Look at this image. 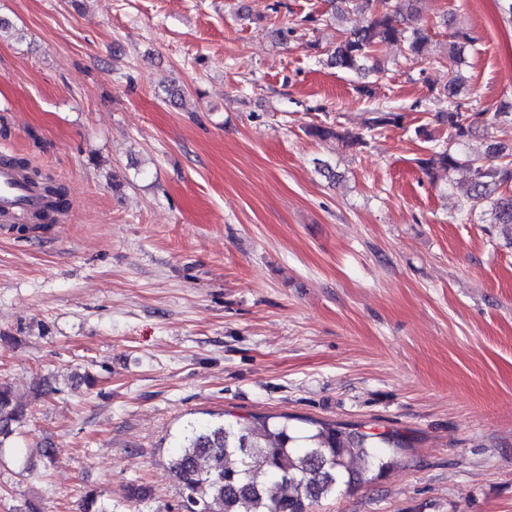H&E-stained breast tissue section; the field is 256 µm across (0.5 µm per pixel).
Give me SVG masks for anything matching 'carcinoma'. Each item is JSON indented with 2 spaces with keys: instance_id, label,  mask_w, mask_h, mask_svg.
<instances>
[{
  "instance_id": "1",
  "label": "carcinoma",
  "mask_w": 512,
  "mask_h": 512,
  "mask_svg": "<svg viewBox=\"0 0 512 512\" xmlns=\"http://www.w3.org/2000/svg\"><path fill=\"white\" fill-rule=\"evenodd\" d=\"M418 2L330 0L336 20L352 12L362 15L363 23L341 30L328 64L363 79L357 90L369 96V76L382 71L375 55L380 46L398 45L403 57L414 63L428 59L431 37L419 23ZM474 44L467 28L458 26L449 35L448 81L444 92L429 100L437 107L434 125L413 128L415 138L425 143L415 163L433 183L444 177L450 187L466 186V199L453 215L455 221L494 224L512 239V147L491 143L482 154L464 149L472 133L490 121L512 126V104L489 117L487 111L464 109L457 101L466 83L461 68L464 52L474 49ZM404 120L397 108L381 105L366 112L356 130L336 121L310 125L306 134L361 151L374 132L401 127ZM0 163L21 169L42 189L46 204L38 223H57L68 208L67 186L24 157L3 155ZM25 418L23 403L9 386L0 384V449L13 440ZM408 447V440L397 431L374 433L360 424L284 413L243 417L226 411L179 436L168 471L186 512H312L313 506L335 497L340 488L371 482ZM77 512L113 510L89 493L78 503Z\"/></svg>"
}]
</instances>
